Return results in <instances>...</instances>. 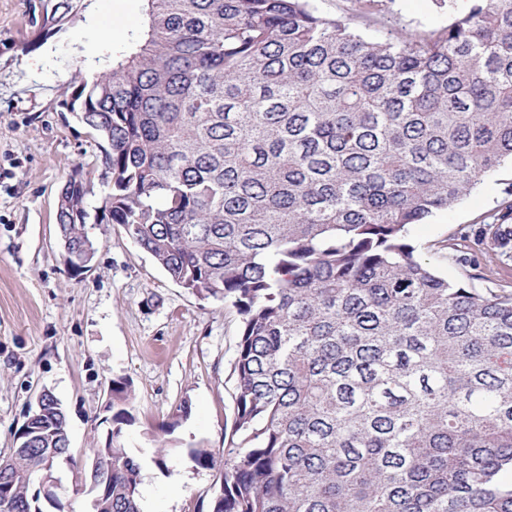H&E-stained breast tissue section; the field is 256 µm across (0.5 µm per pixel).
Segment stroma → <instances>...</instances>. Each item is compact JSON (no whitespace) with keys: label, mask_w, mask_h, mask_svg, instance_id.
Here are the masks:
<instances>
[{"label":"stroma","mask_w":512,"mask_h":512,"mask_svg":"<svg viewBox=\"0 0 512 512\" xmlns=\"http://www.w3.org/2000/svg\"><path fill=\"white\" fill-rule=\"evenodd\" d=\"M142 21L143 0H0V456L46 389L66 411L75 463L86 464L112 427L111 381L123 377L141 512H207L224 469L197 466L189 451L222 450L233 420L235 311L177 286L118 224L88 225L97 253L72 276L55 220L76 167L101 188L105 146L63 107L64 92L107 69ZM511 185L503 169L412 232L429 244L474 234ZM184 403L190 413L177 418Z\"/></svg>","instance_id":"1"}]
</instances>
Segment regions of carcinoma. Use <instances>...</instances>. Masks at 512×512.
<instances>
[{
    "label": "carcinoma",
    "instance_id": "obj_1",
    "mask_svg": "<svg viewBox=\"0 0 512 512\" xmlns=\"http://www.w3.org/2000/svg\"><path fill=\"white\" fill-rule=\"evenodd\" d=\"M141 27L64 105L106 142L56 212L73 276L87 221L239 316L235 410L209 512H512V289L440 268L512 262V188L474 237L411 234L512 162V0H433L405 31L323 0H144ZM133 391L112 380V506L140 512ZM9 478L66 448L48 392ZM213 468L216 452L193 448Z\"/></svg>",
    "mask_w": 512,
    "mask_h": 512
}]
</instances>
